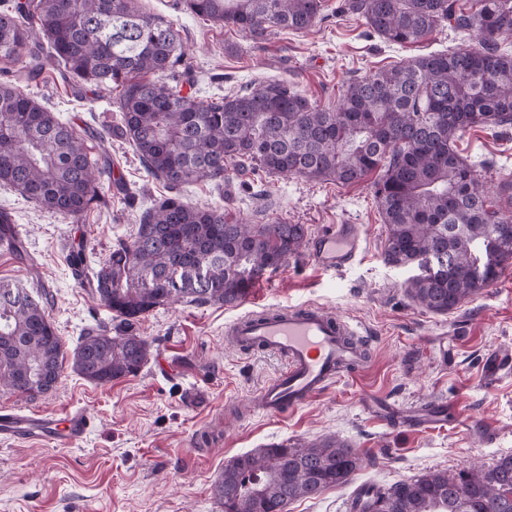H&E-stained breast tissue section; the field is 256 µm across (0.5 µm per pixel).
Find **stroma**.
I'll return each mask as SVG.
<instances>
[{"label":"stroma","instance_id":"stroma-1","mask_svg":"<svg viewBox=\"0 0 512 512\" xmlns=\"http://www.w3.org/2000/svg\"><path fill=\"white\" fill-rule=\"evenodd\" d=\"M338 2L325 0L326 19L309 30L276 29L259 43L182 11L177 0H140V6L180 27L185 55L174 79L204 101L285 78L321 107L333 108L354 77L477 44L475 32L448 27L416 45L388 44L369 34L362 18L337 14ZM24 91L73 125L94 154L109 157L127 187L123 193L105 189L81 224L0 187V211L11 216L38 266L30 273L13 254L0 251V281L46 301L70 353L88 329L112 324L111 312L67 263L72 242L83 240L93 261L105 260L117 240L132 239L142 213L168 190L147 175L131 143L117 136L115 91L91 90L53 68ZM458 149L475 164L486 190L512 182V127L469 129ZM228 174L220 186L184 187L182 201L251 224H303L312 236L330 224H358L362 256L344 270L325 271L302 253L254 280L237 305L178 303L147 313L137 331L149 355L137 375L97 385L68 366L47 394L27 399L0 389V406L57 417L82 408L93 420L74 447L0 440V512H224L213 484L229 460L266 445L327 437L346 442L359 468L346 483L293 501L285 512H349L348 500L360 484L387 489L428 472L454 475L512 455V374L491 380L484 367L493 351L512 347V262L471 299L435 314L405 294L417 267H397L384 258L387 226L374 177L341 185L258 169L232 167ZM308 303L362 322L372 339L368 367L286 415L225 417L226 404L246 401L282 367L276 356L228 346L225 325L261 307ZM380 400H439L461 417L445 428L414 433L374 417L371 405ZM486 427L493 439L484 438Z\"/></svg>","mask_w":512,"mask_h":512}]
</instances>
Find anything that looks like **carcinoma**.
Returning a JSON list of instances; mask_svg holds the SVG:
<instances>
[{"label":"carcinoma","instance_id":"obj_1","mask_svg":"<svg viewBox=\"0 0 512 512\" xmlns=\"http://www.w3.org/2000/svg\"><path fill=\"white\" fill-rule=\"evenodd\" d=\"M181 4L253 38L272 28L307 30L323 11V0ZM342 10L390 43H418L450 25L478 28L482 44L354 78L333 110L286 80L203 101L169 81L183 57L179 30L142 12L138 0H11L0 9V58L26 56L21 70L0 82V185L77 223L101 201L105 182L120 183L76 128L19 87L58 65L82 85L119 89V130L147 174L170 192L146 212L133 240L117 241L93 269L94 294L115 325L82 337L72 355L78 375L99 385L136 375L149 353L136 332L141 317L175 302L237 304L256 277L300 252L302 224H246L183 203V186L221 183L230 164L343 185L380 171L374 194L388 229L386 261L414 265L429 253L451 259L450 271L406 284L408 298L430 312L446 314L485 288L468 274L476 262L512 260V185L506 211L456 146L470 127L512 125V53L500 46L512 37V0H472L470 8L459 0H343ZM6 236L13 250L24 251L0 211V240ZM176 265L204 269L207 284L166 287ZM65 360L46 304L0 282V388L46 394ZM358 467L351 448L333 437L270 445L229 461L213 493L224 512H284ZM370 504L383 512H512V455L456 476L423 474L376 492Z\"/></svg>","mask_w":512,"mask_h":512}]
</instances>
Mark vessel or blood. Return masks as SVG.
<instances>
[{"label": "vessel or blood", "mask_w": 512, "mask_h": 512, "mask_svg": "<svg viewBox=\"0 0 512 512\" xmlns=\"http://www.w3.org/2000/svg\"><path fill=\"white\" fill-rule=\"evenodd\" d=\"M364 251L360 228L331 224L311 241L308 254L323 269L352 265ZM226 341L241 350H259L278 356L284 370L268 379L254 397L256 406L281 415L321 395L337 380L356 376L369 357L367 331L358 321L320 306L282 307L238 317L224 329ZM384 423L412 432L455 422L446 403L402 407L377 404ZM92 428L82 410L55 419L33 411L0 408V439L47 446L74 445Z\"/></svg>", "instance_id": "1"}]
</instances>
